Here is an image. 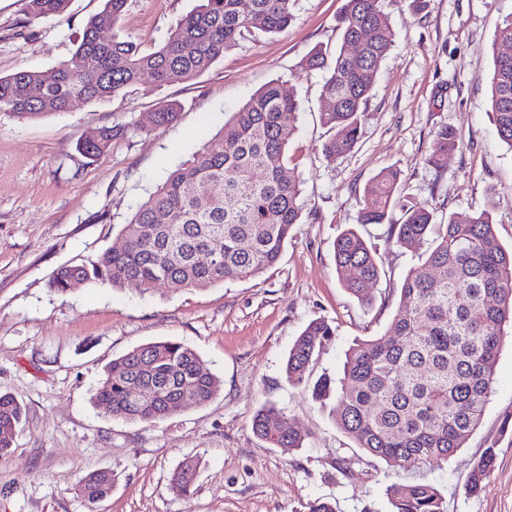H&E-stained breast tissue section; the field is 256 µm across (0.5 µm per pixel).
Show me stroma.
I'll return each instance as SVG.
<instances>
[{
  "mask_svg": "<svg viewBox=\"0 0 512 512\" xmlns=\"http://www.w3.org/2000/svg\"><path fill=\"white\" fill-rule=\"evenodd\" d=\"M386 2L395 42L356 147L331 164L321 154L330 136L320 120L324 75L300 63L315 45L335 46L345 0H296L288 30L256 33L191 81L158 87L146 79L124 96L38 121L0 115V392L26 407L10 453L0 456V512H308L320 498L336 512H390L386 490L407 473L357 448L310 387L288 382L284 361L304 326L321 318L336 338L310 376H340L353 343L386 333L405 276L422 265L426 246L398 247L388 242L387 225H368L361 233L381 270L371 305L360 304L336 273L333 243L358 227V198L382 168L399 169L406 194L427 202L437 219L490 211L501 243L512 245V149L496 134L488 80L512 0H429L420 13L408 0ZM195 4L128 0L122 33L154 49ZM103 6L70 0L64 14L33 19L28 0H0V76L54 71ZM277 79L293 85L300 102L290 154L303 222L275 267L204 289L49 288L59 266L112 247L149 194ZM169 101L181 105L177 120L152 128L153 113ZM117 123L126 131L105 155L77 151L96 129ZM443 126L455 129L459 146L434 168L426 156ZM167 339L193 349L221 379L209 402L142 423L112 417L93 401L113 359ZM268 401L304 434L302 448L286 454L253 434L252 420ZM491 447L495 466L481 491L469 494L470 467ZM188 457L200 467L184 496L170 477ZM97 469L112 471L116 482L91 505L78 489ZM423 476L446 512H512L511 340L479 427L447 464L428 466Z\"/></svg>",
  "mask_w": 512,
  "mask_h": 512,
  "instance_id": "35a3bbf8",
  "label": "stroma"
}]
</instances>
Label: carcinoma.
I'll use <instances>...</instances> for the list:
<instances>
[{"mask_svg":"<svg viewBox=\"0 0 512 512\" xmlns=\"http://www.w3.org/2000/svg\"><path fill=\"white\" fill-rule=\"evenodd\" d=\"M68 0H29L31 17L61 14ZM128 0H105L84 25L71 56L46 75L21 69L0 76V114L35 121L66 112L78 102H99L125 94L146 77L158 85L182 83L208 71L224 52L255 31L279 33L293 20L294 0H199L157 49L146 52L114 33ZM340 45H317L301 66L325 72L322 123L333 135L322 147L329 163L355 148L362 117L381 62L396 36L384 0H346L336 18ZM110 32L112 36L104 37ZM357 50H352V46ZM512 17L499 28L493 47L491 112L497 135L512 149ZM299 100L286 81L256 91L225 121L219 142L208 145L174 170L122 225L120 243L96 258L58 268L51 289L65 293L89 283L144 289L206 288L226 277L252 279L274 266L302 219L296 168L288 147L296 130ZM177 104L153 113L152 128L171 124ZM105 126L78 145L93 158L104 154L124 132ZM457 149L453 129L434 135L427 162L441 166ZM359 223L389 225L390 240L412 248L432 238L423 266L411 270L400 288V304L386 334L353 344L342 376L310 383L315 356L336 336L325 320L309 322L289 350L288 382L312 385L320 405L334 398L329 414L357 447L389 464L420 470L446 463L477 429L492 393L494 371L506 328L512 329V248L499 241L487 211L451 213L436 222L432 208L404 192L401 173L384 168L365 185ZM399 205L402 220L391 221ZM216 251L202 262L199 254ZM336 272L361 303L372 300L380 276L373 248L348 229L334 243ZM221 389V380L197 354L178 341L138 346L112 360L93 399L128 421L155 423L182 408L189 395L198 404ZM25 417L22 403L0 393V455L9 452ZM252 431L284 453L302 447L305 436L272 402L252 421ZM496 460L493 448L474 462L468 488L477 493ZM198 462L187 458L172 476L187 495ZM110 471L91 472L79 488L95 503L112 492ZM391 512H444L431 483L415 479L387 489Z\"/></svg>","mask_w":512,"mask_h":512,"instance_id":"carcinoma-1","label":"carcinoma"}]
</instances>
